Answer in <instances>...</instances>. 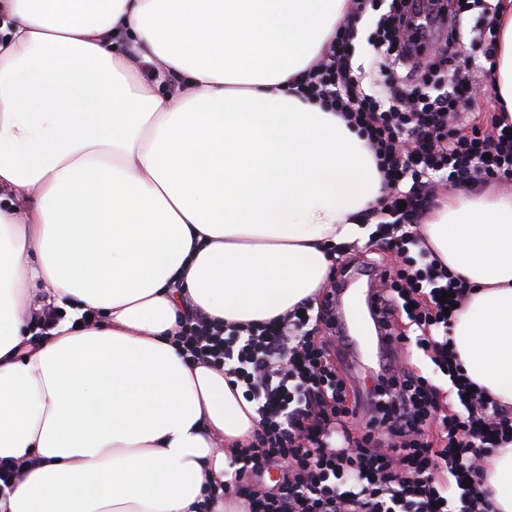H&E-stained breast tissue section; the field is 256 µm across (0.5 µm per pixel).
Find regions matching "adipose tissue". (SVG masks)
Here are the masks:
<instances>
[{"label":"adipose tissue","mask_w":512,"mask_h":512,"mask_svg":"<svg viewBox=\"0 0 512 512\" xmlns=\"http://www.w3.org/2000/svg\"><path fill=\"white\" fill-rule=\"evenodd\" d=\"M348 0H0V512H194L255 412L185 362L186 308L275 318L368 241L372 150L302 98ZM491 88L512 119V0ZM154 69L153 82L141 75ZM420 231L471 286L465 374L512 404V197L460 192ZM61 308L50 330L33 312ZM512 512V444L491 457Z\"/></svg>","instance_id":"1"}]
</instances>
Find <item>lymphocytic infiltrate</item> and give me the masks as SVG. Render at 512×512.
Returning a JSON list of instances; mask_svg holds the SVG:
<instances>
[{
	"instance_id": "obj_1",
	"label": "lymphocytic infiltrate",
	"mask_w": 512,
	"mask_h": 512,
	"mask_svg": "<svg viewBox=\"0 0 512 512\" xmlns=\"http://www.w3.org/2000/svg\"><path fill=\"white\" fill-rule=\"evenodd\" d=\"M366 0L296 83L366 137L382 175V195L364 215L385 252L371 256L339 245L314 303L269 321L212 324L188 313L177 342L184 358L222 366L253 402L258 430L232 454L233 480L217 484L196 512L222 497L246 512H496L483 486L490 457L512 443V406L463 372L450 330L471 291L421 237L419 221L438 189L512 185V123L480 120L476 72L462 52L453 4L391 0L376 27L369 71L354 68L357 21ZM361 266L381 279L380 325L393 332L388 353L395 391L360 396L343 356L348 339L336 323V272ZM454 296L453 308L440 304ZM416 345L446 375L460 403L447 398L401 352ZM274 467L277 484L258 490L249 475ZM460 491L458 510L447 504Z\"/></svg>"
}]
</instances>
